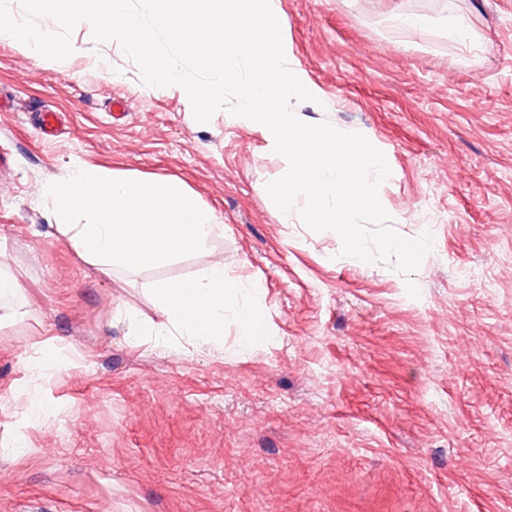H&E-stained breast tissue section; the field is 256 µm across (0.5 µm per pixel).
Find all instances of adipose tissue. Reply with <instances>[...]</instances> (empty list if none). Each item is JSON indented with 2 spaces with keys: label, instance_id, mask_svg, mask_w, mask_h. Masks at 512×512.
Masks as SVG:
<instances>
[{
  "label": "adipose tissue",
  "instance_id": "1",
  "mask_svg": "<svg viewBox=\"0 0 512 512\" xmlns=\"http://www.w3.org/2000/svg\"><path fill=\"white\" fill-rule=\"evenodd\" d=\"M230 278L222 261H214L198 277L171 280L154 290L158 310L179 335L205 343L224 344V304L244 288Z\"/></svg>",
  "mask_w": 512,
  "mask_h": 512
}]
</instances>
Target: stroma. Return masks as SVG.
I'll list each match as a JSON object with an SVG mask.
<instances>
[{
    "label": "stroma",
    "instance_id": "stroma-1",
    "mask_svg": "<svg viewBox=\"0 0 512 512\" xmlns=\"http://www.w3.org/2000/svg\"><path fill=\"white\" fill-rule=\"evenodd\" d=\"M273 8L316 95L296 116L384 153L389 225L430 252L408 279L282 222L265 133L197 122L119 45L77 29L43 63L0 36V265L20 285L0 297V512H512V0ZM451 15L468 44L443 38ZM78 161L178 178L217 218L209 243L103 278L50 216L48 184ZM217 258L260 294L271 341L240 347L238 297L223 347L133 337L135 319L168 328L155 284Z\"/></svg>",
    "mask_w": 512,
    "mask_h": 512
}]
</instances>
